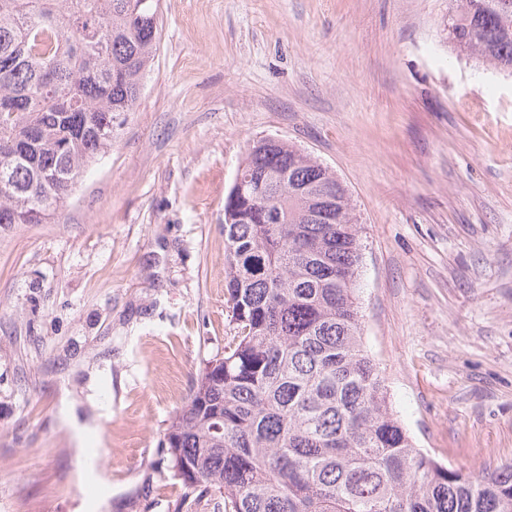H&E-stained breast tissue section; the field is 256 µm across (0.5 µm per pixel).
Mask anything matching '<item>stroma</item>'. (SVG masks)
I'll return each mask as SVG.
<instances>
[{"mask_svg": "<svg viewBox=\"0 0 512 512\" xmlns=\"http://www.w3.org/2000/svg\"><path fill=\"white\" fill-rule=\"evenodd\" d=\"M451 8L160 0L111 149L48 222L0 225V512H174L161 441L237 333L224 197L266 138L347 191L363 345L417 447L512 461V75L454 48Z\"/></svg>", "mask_w": 512, "mask_h": 512, "instance_id": "obj_1", "label": "stroma"}]
</instances>
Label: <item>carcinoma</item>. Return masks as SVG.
I'll use <instances>...</instances> for the list:
<instances>
[{
	"label": "carcinoma",
	"mask_w": 512,
	"mask_h": 512,
	"mask_svg": "<svg viewBox=\"0 0 512 512\" xmlns=\"http://www.w3.org/2000/svg\"><path fill=\"white\" fill-rule=\"evenodd\" d=\"M447 39L512 74V7L453 0ZM158 0H0V224H42L112 147L153 58ZM224 199V296L239 335L162 440L175 512H512V462L447 466L390 407L363 349L359 228L344 187L261 139ZM332 199L322 220L318 198Z\"/></svg>",
	"instance_id": "carcinoma-1"
}]
</instances>
